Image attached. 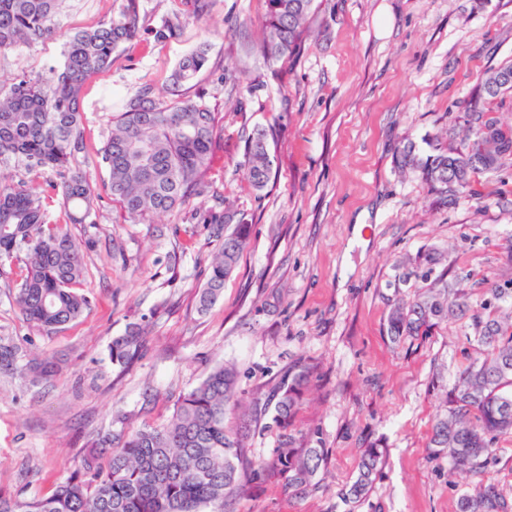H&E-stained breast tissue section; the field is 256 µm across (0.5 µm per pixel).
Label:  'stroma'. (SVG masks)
<instances>
[{
    "instance_id": "35a3bbf8",
    "label": "stroma",
    "mask_w": 512,
    "mask_h": 512,
    "mask_svg": "<svg viewBox=\"0 0 512 512\" xmlns=\"http://www.w3.org/2000/svg\"><path fill=\"white\" fill-rule=\"evenodd\" d=\"M120 4L65 0L55 24L93 28ZM139 6L145 34L80 94L83 148L72 164L97 199L92 223L69 230L96 241L84 284L90 309L62 329L34 327L13 298L20 260L0 263V338L59 364L46 382L0 371V494L50 495L98 434L166 423L178 397L226 363L238 373L240 407L266 399L293 367H312L291 431L300 439L321 432L327 459L308 494H292L282 474L224 512H456L458 496L483 482L512 499V433L481 473L453 482L447 459L428 449L445 410L431 380H454L473 352L466 321L398 345L386 334L393 303L422 284L403 278V257L443 254L449 279L475 305L489 284L512 278V163L444 208L397 162L405 140L421 149L459 124L454 104L481 72L512 64V0H314L300 54L274 63L261 52L265 0H212L204 19L164 43L149 30L180 0ZM203 41L207 70L174 87L176 64ZM64 50L54 39L0 51V80L41 75ZM147 86L161 101L203 98L222 136L208 173L213 196L135 221L112 200L101 149L111 115ZM258 128L276 169L260 195L244 164ZM220 201L244 213L251 235L202 313L197 292L214 247L190 214ZM136 324L147 336L139 358L113 365L110 341ZM369 439L381 440L385 462L368 496L345 503L339 491Z\"/></svg>"
}]
</instances>
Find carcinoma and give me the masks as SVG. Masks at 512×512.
I'll return each instance as SVG.
<instances>
[{
  "mask_svg": "<svg viewBox=\"0 0 512 512\" xmlns=\"http://www.w3.org/2000/svg\"><path fill=\"white\" fill-rule=\"evenodd\" d=\"M63 0H0V51L51 38L65 39L64 62L44 75H18L0 86V157L12 158L30 169L50 171L55 179L45 192L59 197L65 222L51 220L41 198L26 182L0 187V261L24 254V269L15 286V304L26 321L53 330L78 320L91 300L84 293L90 238L77 239L69 224H85L92 215L94 190L89 178L72 165L82 149L79 96L86 80L112 64L121 45L139 38L142 23L138 0H122L119 12L91 29L65 33L54 17ZM180 11L151 29L162 43L178 36L189 19H203L210 0H181ZM313 0H266L262 53L279 61L298 54L308 31ZM209 61L208 46L200 44L185 55L171 75L181 86L196 79ZM512 97V64L486 69L473 96L457 103L463 112L461 128L448 127L446 141L431 144L423 155L413 143L401 152L400 166L428 188L434 203L446 207L472 192L480 176L491 177L512 160V123L497 116ZM221 129L215 113L202 101L177 97L157 101L143 88L124 111L112 117L102 160L109 172L112 200L133 220L170 212L212 192L208 172ZM500 136L495 155L483 159L484 138ZM245 163L252 188L261 193L275 180L274 159L267 132L247 138ZM210 225L216 254L206 282L197 293L198 309L211 308L225 281L247 248L250 224L236 210L199 212ZM508 287L493 284L478 306L445 274L436 276L411 299L391 307L386 333L394 343L427 336L442 323L467 320L469 340L477 355L466 358L452 388L447 409L432 424L429 448L434 458H448V479L459 471L478 473L488 462L500 436L512 432V315H499L512 305ZM141 328L133 326L112 338V363H132L142 347ZM21 348L0 339V370H18L34 380L55 373L48 361L19 364ZM310 367L299 365L281 382L264 410L274 405L272 420L282 426L294 415ZM236 371L222 364L202 382L181 395L174 413L161 427L144 426L107 433L79 467L61 478L47 497L0 496V512H224L227 497L247 494L252 485L277 472L288 473V486L304 494L315 486L326 457L322 437L313 434L299 444L286 434L272 460H252L245 452L256 411L241 414L240 425L224 423L236 405ZM384 462L378 442H369L360 456L355 478L340 492L348 503L368 494ZM457 512H512V502L494 483H482L464 493Z\"/></svg>",
  "mask_w": 512,
  "mask_h": 512,
  "instance_id": "obj_1",
  "label": "carcinoma"
}]
</instances>
